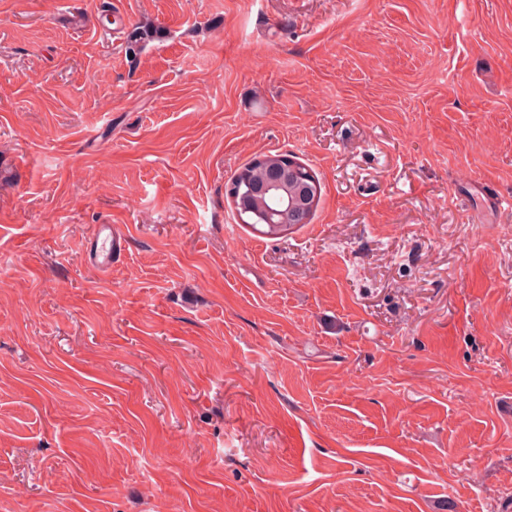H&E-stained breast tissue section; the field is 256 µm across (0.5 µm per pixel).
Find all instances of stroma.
I'll use <instances>...</instances> for the list:
<instances>
[{
    "label": "stroma",
    "mask_w": 512,
    "mask_h": 512,
    "mask_svg": "<svg viewBox=\"0 0 512 512\" xmlns=\"http://www.w3.org/2000/svg\"><path fill=\"white\" fill-rule=\"evenodd\" d=\"M499 198L512 0H0V512H512ZM267 157V154L259 155L254 157L250 162H248L240 171L237 173L229 183L225 186L226 188V196L230 200V195H236V208L239 211L242 219L244 220V224H248L253 229L260 231L263 234H267L268 228L266 224H260L259 221H256L249 214H245L241 209V193L246 190V184L250 183H263V178L265 176L266 169L268 167L260 158ZM231 202V200H230ZM258 226L263 229H259ZM297 170H298V174H299L297 179L299 181H301L303 184L309 185L314 190H317V193H318L317 205H316L314 211L310 213V218H309V221H310L311 217L314 214V212L316 211V209L319 205L320 199H321V185L319 183L318 178L314 175V172L312 170H310L309 168H307L305 165H303L301 163H297ZM305 185H302V187H301L300 212H302V213H305L312 206V204L315 200L314 199L312 202L310 201L309 191ZM123 249L124 239L113 232L110 224H97L83 243L86 264L101 271L112 268V258Z\"/></svg>",
    "instance_id": "obj_1"
}]
</instances>
